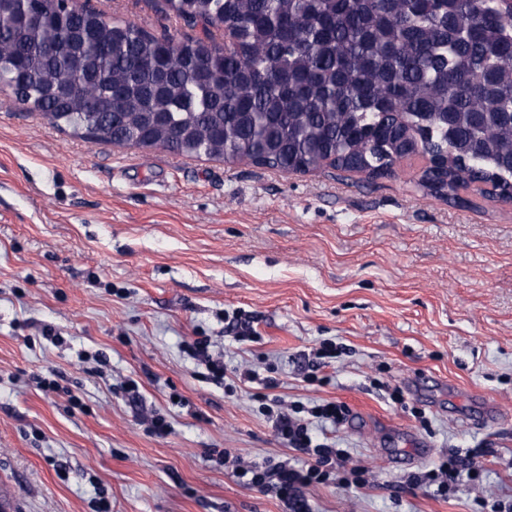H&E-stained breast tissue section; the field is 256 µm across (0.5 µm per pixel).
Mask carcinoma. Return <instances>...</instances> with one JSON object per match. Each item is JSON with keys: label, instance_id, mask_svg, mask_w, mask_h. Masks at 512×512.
<instances>
[{"label": "carcinoma", "instance_id": "1", "mask_svg": "<svg viewBox=\"0 0 512 512\" xmlns=\"http://www.w3.org/2000/svg\"><path fill=\"white\" fill-rule=\"evenodd\" d=\"M172 48L59 0H0V84L94 142L282 171L439 159L512 188L509 0H166Z\"/></svg>", "mask_w": 512, "mask_h": 512}]
</instances>
